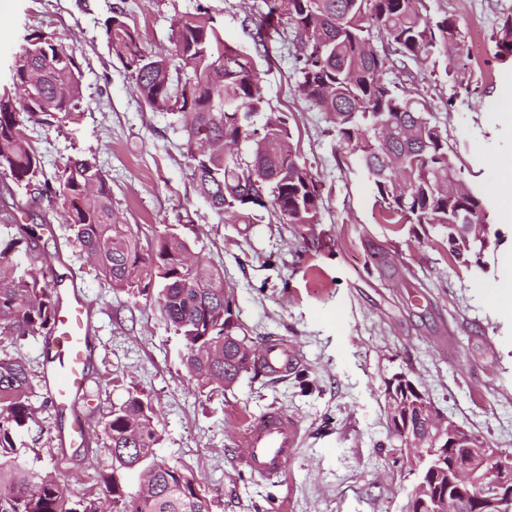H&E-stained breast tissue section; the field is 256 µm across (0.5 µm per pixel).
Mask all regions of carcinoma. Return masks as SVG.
Returning a JSON list of instances; mask_svg holds the SVG:
<instances>
[{"label": "carcinoma", "mask_w": 512, "mask_h": 512, "mask_svg": "<svg viewBox=\"0 0 512 512\" xmlns=\"http://www.w3.org/2000/svg\"><path fill=\"white\" fill-rule=\"evenodd\" d=\"M255 38L264 43L292 28L300 47L299 93L329 116L336 136L371 181L375 204L388 224L448 229V256L469 262L470 242L489 233L487 206L458 170L448 141L425 100L402 87L408 63L461 49L459 23L434 21L425 0H266ZM108 48L129 72L134 89L152 109L178 115L189 170L199 194L226 224H251L254 207L297 228L320 221L321 193L300 162L285 115L266 107L252 61L224 41L206 8L174 20V51L156 55L142 47L124 11L104 23ZM386 41L389 53L374 44ZM512 54V17L497 41ZM394 74V80L385 78ZM82 72L73 50L40 32L27 33L0 87V186L29 187L43 174L28 128L79 108ZM61 206L64 223L106 281L141 295L157 290L161 314L182 336L184 366L202 389L225 390L250 371L240 321L224 332V308L235 303L224 272L194 255L189 241L168 227L143 248L139 232L112 209V187L96 160L69 156L44 178ZM468 217L473 228L456 223ZM25 225L0 246V335L49 334L58 297L35 272H18L16 255L35 251ZM29 372L17 359L0 360V512H214L213 498L180 467L157 460L161 435L151 403L132 396L112 409L102 428L105 447L120 469L137 470L128 492L102 477L96 498H70L51 472H33L18 461L12 434L33 420Z\"/></svg>", "instance_id": "obj_1"}]
</instances>
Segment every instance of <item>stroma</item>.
<instances>
[{
  "label": "stroma",
  "instance_id": "stroma-1",
  "mask_svg": "<svg viewBox=\"0 0 512 512\" xmlns=\"http://www.w3.org/2000/svg\"><path fill=\"white\" fill-rule=\"evenodd\" d=\"M208 7L224 39L249 55L272 110L285 113L297 154L321 191L319 224L299 232L265 218L227 224L199 195L177 117L150 109L109 51L103 23L122 9L144 47L174 49L175 18ZM431 17L459 21L462 50L411 64L412 94L423 98L458 167L488 200L492 237L469 265L450 260L436 229L386 223L362 170L348 162L326 113L296 90L294 41L255 47L263 0H0V77L25 34L41 31L73 47L83 71L78 110L28 138L46 168L79 153L112 180L121 221L154 241L177 224L194 251L222 269L249 337L281 338L300 357L288 377L243 374L221 395L200 391L183 365L184 341L153 297L116 290L89 262L55 199L36 187L0 190V242L17 224L39 226V252L60 254L92 306L95 354L80 412L85 437L60 446L67 418L46 395L40 336L0 335V359L30 373L34 420L15 438L36 448L31 465L70 476L76 496L99 492L117 474L126 490L138 475L112 470L102 426L136 395L156 410L159 459L193 474L218 512H405L416 481L389 453L398 440L387 418L385 380L405 371L445 415L512 452V289L489 296L484 282L507 277L498 263L512 247V56L495 58L512 0H426ZM16 224L2 223L4 215ZM276 406L302 425L300 446L278 480L252 476L238 461L239 436Z\"/></svg>",
  "mask_w": 512,
  "mask_h": 512
}]
</instances>
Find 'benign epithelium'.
<instances>
[{
	"mask_svg": "<svg viewBox=\"0 0 512 512\" xmlns=\"http://www.w3.org/2000/svg\"><path fill=\"white\" fill-rule=\"evenodd\" d=\"M410 388H415V384L404 374L397 373L388 380L385 397L393 430L402 435L407 448L426 445L446 450L441 465L448 468V483L452 490L445 503L440 496L431 493L426 482L416 484L414 495L426 512H441L445 504L469 512L473 489L477 491L480 512H512V486L503 479L504 471L512 468V461L488 449L471 445V437L464 428L427 404L420 412L426 418V432L412 430V406L407 400Z\"/></svg>",
	"mask_w": 512,
	"mask_h": 512,
	"instance_id": "benign-epithelium-1",
	"label": "benign epithelium"
}]
</instances>
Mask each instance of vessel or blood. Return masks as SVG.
Segmentation results:
<instances>
[{"mask_svg":"<svg viewBox=\"0 0 512 512\" xmlns=\"http://www.w3.org/2000/svg\"><path fill=\"white\" fill-rule=\"evenodd\" d=\"M50 284L60 297V308L54 330L43 342L44 385L48 397L61 410L72 413L85 390L93 315L75 280L56 274ZM263 360L270 376L283 377L294 368L298 355L286 342L275 341L265 348ZM300 434L295 417L281 409H269L248 421L240 436V461L255 477L279 478L297 452Z\"/></svg>","mask_w":512,"mask_h":512,"instance_id":"obj_1","label":"vessel or blood"}]
</instances>
